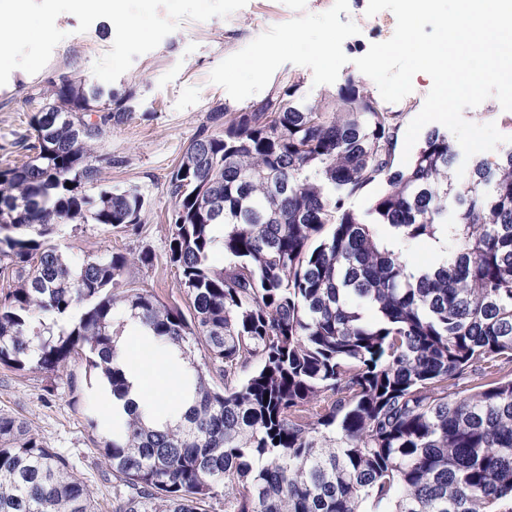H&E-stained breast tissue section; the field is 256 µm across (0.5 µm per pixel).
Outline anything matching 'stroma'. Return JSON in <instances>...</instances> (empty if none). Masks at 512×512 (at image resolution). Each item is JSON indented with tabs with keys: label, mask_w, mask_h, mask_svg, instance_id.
Segmentation results:
<instances>
[{
	"label": "stroma",
	"mask_w": 512,
	"mask_h": 512,
	"mask_svg": "<svg viewBox=\"0 0 512 512\" xmlns=\"http://www.w3.org/2000/svg\"><path fill=\"white\" fill-rule=\"evenodd\" d=\"M348 5V12L340 19L354 21L360 32L343 43L349 62L339 72L342 81L358 76L355 59L366 54L371 44L388 40L396 27L391 11L367 16L368 0H348ZM295 16L283 0H248L226 18L182 21L157 48L135 57L127 72L105 84V91L129 96L133 114L127 122L107 129L97 146L98 154L112 159L111 165L102 169L100 185L106 189L138 188L147 201L143 221L136 233L96 224H71L56 238V245L77 258L105 249L131 256L151 250L156 256L154 265L130 266L126 282L152 291L166 305L187 308L175 270L166 262V216L174 205L167 189L169 174L207 124L213 106L242 107L224 88L210 82L213 68L271 26ZM106 24V19H97L81 33L75 16L60 15L56 25L66 37L55 47L47 65L35 74L14 70L7 84L0 86V169L19 161L16 143L29 133L32 116L46 105L49 78L68 74L89 85L96 83L92 66L114 41L113 34L105 30ZM463 116L477 124L495 123L507 135V142L487 152V159L512 151V113L504 111L496 98L465 109ZM84 375L85 366L79 359L50 376L0 368V412L27 421L50 447L83 458V473L99 512H111L112 471L91 442L92 430L84 411Z\"/></svg>",
	"instance_id": "1"
}]
</instances>
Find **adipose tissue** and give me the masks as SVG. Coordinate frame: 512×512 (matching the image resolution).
<instances>
[{
  "mask_svg": "<svg viewBox=\"0 0 512 512\" xmlns=\"http://www.w3.org/2000/svg\"><path fill=\"white\" fill-rule=\"evenodd\" d=\"M116 348L129 382L130 398L150 405L156 423L175 419V406L189 398L173 375L174 370L186 367L180 350L172 346L165 355H156L132 325L117 338Z\"/></svg>",
  "mask_w": 512,
  "mask_h": 512,
  "instance_id": "adipose-tissue-1",
  "label": "adipose tissue"
}]
</instances>
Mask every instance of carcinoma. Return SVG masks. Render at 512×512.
Masks as SVG:
<instances>
[{
	"label": "carcinoma",
	"mask_w": 512,
	"mask_h": 512,
	"mask_svg": "<svg viewBox=\"0 0 512 512\" xmlns=\"http://www.w3.org/2000/svg\"><path fill=\"white\" fill-rule=\"evenodd\" d=\"M49 83L17 141L26 161L0 170V367L57 374L80 354L91 406L108 391L122 402L90 419L112 512H512V152L475 157L455 182L433 129L396 169L399 114L352 76L307 108L292 77L218 106L168 182L185 312L123 287L126 254L51 244L67 224L136 231L146 200L89 192L112 165L95 145L127 100ZM377 182L367 215L345 208ZM423 241L435 260L407 267L402 245ZM130 323L189 360L192 404L173 426L147 425L150 408L128 399L114 340ZM0 512H97L79 462L9 413Z\"/></svg>",
	"instance_id": "cac0c4a2"
}]
</instances>
